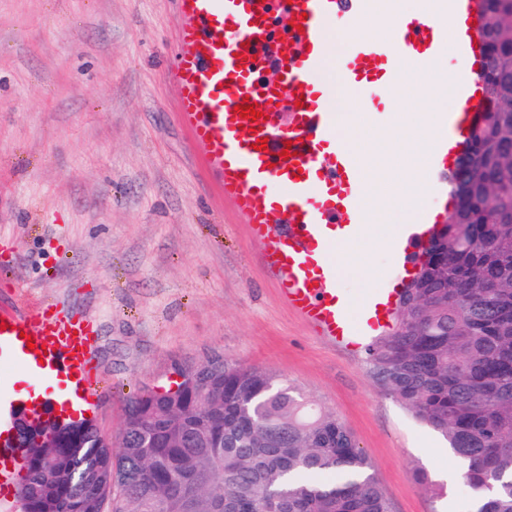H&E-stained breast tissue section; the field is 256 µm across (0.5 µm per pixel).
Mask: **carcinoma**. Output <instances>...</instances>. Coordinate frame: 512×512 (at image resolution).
Returning <instances> with one entry per match:
<instances>
[{"mask_svg":"<svg viewBox=\"0 0 512 512\" xmlns=\"http://www.w3.org/2000/svg\"><path fill=\"white\" fill-rule=\"evenodd\" d=\"M477 10L482 111L436 259L366 360L448 442L472 512H512V0ZM177 368L132 401L117 452L87 418L51 426L55 448L28 439L21 512H392L353 432L278 375L221 355Z\"/></svg>","mask_w":512,"mask_h":512,"instance_id":"1","label":"carcinoma"}]
</instances>
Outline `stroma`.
Returning a JSON list of instances; mask_svg holds the SVG:
<instances>
[{"label":"stroma","instance_id":"1","mask_svg":"<svg viewBox=\"0 0 512 512\" xmlns=\"http://www.w3.org/2000/svg\"><path fill=\"white\" fill-rule=\"evenodd\" d=\"M179 22L174 0H0V309L54 302L94 326L93 416L112 443L144 384L220 354L340 418L393 512H468L446 441L376 381L364 352L288 309L260 260L269 239L215 192L175 115ZM389 262L376 247L368 272L336 285L367 294Z\"/></svg>","mask_w":512,"mask_h":512}]
</instances>
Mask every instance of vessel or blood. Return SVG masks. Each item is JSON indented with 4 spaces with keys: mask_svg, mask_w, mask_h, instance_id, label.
<instances>
[{
    "mask_svg": "<svg viewBox=\"0 0 512 512\" xmlns=\"http://www.w3.org/2000/svg\"><path fill=\"white\" fill-rule=\"evenodd\" d=\"M445 12L413 19L392 17L389 40H356L341 67V84L353 97L374 85L395 97L410 85L431 83L433 71L410 73L409 62L425 64L448 52V27L468 55L479 53L475 0H443ZM181 23L171 75L178 87L177 115L202 162L224 196L231 199L252 235L271 236L262 263L278 275L277 288L289 308L318 335L362 349L389 327L400 291L419 269L435 225L419 215L405 238L392 242L399 273L360 303L336 286V247L360 238L373 218L362 207L365 174L339 148L332 94L315 77L331 66L326 53L334 26L353 27L380 10L383 0H175ZM469 71L457 82L463 105L451 113L444 139V170L453 169L459 145L479 116L469 94ZM291 103L292 119L281 124L269 104ZM249 102L256 120L242 118L237 105ZM266 149H257L258 140ZM291 157H282V150ZM288 214L274 230L270 216ZM87 325L42 307L0 311V366L30 365L36 378L70 380L64 397L89 401L96 383L88 371L93 355Z\"/></svg>",
    "mask_w": 512,
    "mask_h": 512,
    "instance_id": "1",
    "label": "vessel or blood"
}]
</instances>
